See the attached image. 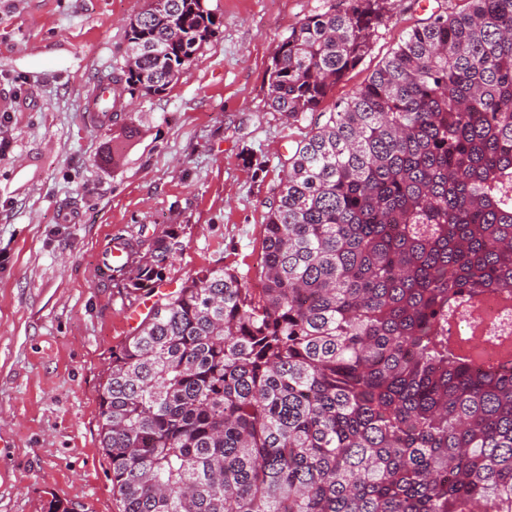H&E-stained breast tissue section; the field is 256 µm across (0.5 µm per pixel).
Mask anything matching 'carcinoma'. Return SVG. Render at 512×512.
Here are the masks:
<instances>
[{"label": "carcinoma", "mask_w": 512, "mask_h": 512, "mask_svg": "<svg viewBox=\"0 0 512 512\" xmlns=\"http://www.w3.org/2000/svg\"><path fill=\"white\" fill-rule=\"evenodd\" d=\"M407 30L332 110L389 0L291 28L272 108L319 114L268 201L262 288L207 269L112 348L98 435L119 512H512V359L449 342L462 306L512 303V0ZM221 20L164 0L130 20L144 94L188 73ZM112 280L158 286L178 229Z\"/></svg>", "instance_id": "obj_1"}]
</instances>
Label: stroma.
<instances>
[{
	"instance_id": "35a3bbf8",
	"label": "stroma",
	"mask_w": 512,
	"mask_h": 512,
	"mask_svg": "<svg viewBox=\"0 0 512 512\" xmlns=\"http://www.w3.org/2000/svg\"><path fill=\"white\" fill-rule=\"evenodd\" d=\"M337 0H206L221 20L185 77L123 93L118 117L87 109L121 76L126 29L146 0H0V512H118L98 436L99 394L133 300L99 280L111 236L180 227L166 282L227 267L260 285L266 202L313 119L291 123L267 97L289 29ZM396 0L370 53L333 91L348 96L437 4Z\"/></svg>"
}]
</instances>
